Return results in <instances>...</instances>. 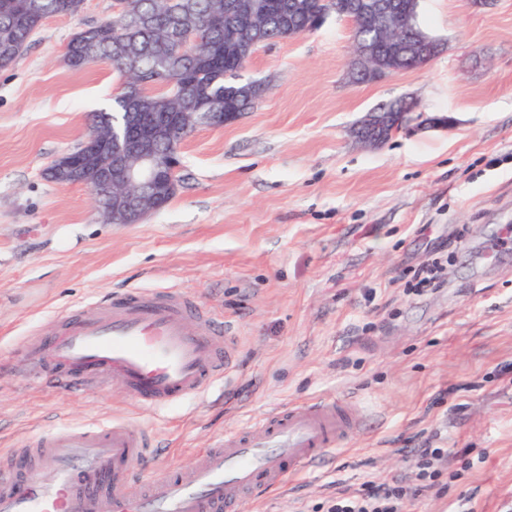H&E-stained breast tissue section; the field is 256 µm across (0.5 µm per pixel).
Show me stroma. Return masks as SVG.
Here are the masks:
<instances>
[{
    "label": "stroma",
    "instance_id": "stroma-1",
    "mask_svg": "<svg viewBox=\"0 0 512 512\" xmlns=\"http://www.w3.org/2000/svg\"><path fill=\"white\" fill-rule=\"evenodd\" d=\"M111 14L112 0H84L0 69V475L16 472L10 449L56 425L124 421L164 470L270 409L338 396L357 432L238 512H325L339 488L417 483L413 448H465L473 467L408 512H512V0H420L443 51L372 83L348 80L352 26L333 15L260 47L242 77L267 94L233 124L196 127L174 197L135 224L44 175L113 107L110 63L64 62L71 36ZM401 99L419 120L360 142L367 115ZM435 259L439 284L410 295ZM155 288L229 325L234 361L207 391L149 410L24 371L27 337L62 311Z\"/></svg>",
    "mask_w": 512,
    "mask_h": 512
}]
</instances>
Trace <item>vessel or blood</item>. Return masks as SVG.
<instances>
[{
    "instance_id": "obj_1",
    "label": "vessel or blood",
    "mask_w": 512,
    "mask_h": 512,
    "mask_svg": "<svg viewBox=\"0 0 512 512\" xmlns=\"http://www.w3.org/2000/svg\"><path fill=\"white\" fill-rule=\"evenodd\" d=\"M28 373L72 389L122 390L147 408L198 395L223 376L234 345L223 323L192 300L132 291L57 316L54 335L27 339ZM358 422L341 398H314L225 433L185 468L144 477L138 429L115 422L57 428L23 453L36 473L0 482V512H236L246 498L331 457Z\"/></svg>"
}]
</instances>
